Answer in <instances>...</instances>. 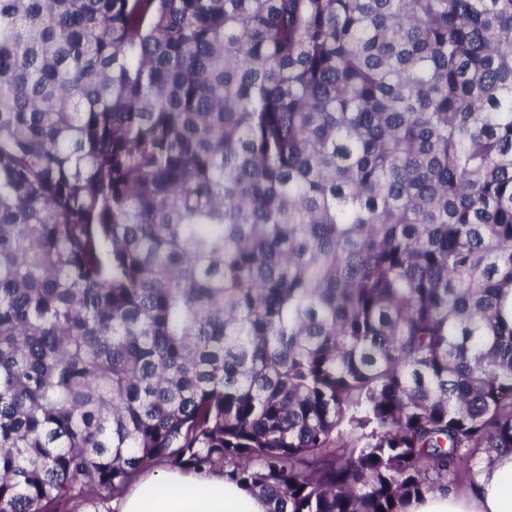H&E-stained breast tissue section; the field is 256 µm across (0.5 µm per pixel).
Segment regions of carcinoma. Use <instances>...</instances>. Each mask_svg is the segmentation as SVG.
<instances>
[{"mask_svg": "<svg viewBox=\"0 0 512 512\" xmlns=\"http://www.w3.org/2000/svg\"><path fill=\"white\" fill-rule=\"evenodd\" d=\"M510 296L512 0H0V512H407L512 449ZM165 462L143 469L136 478ZM172 467V466H169ZM135 478V479H136ZM118 496V495H117ZM88 502L76 511L58 512H268L267 501L247 488L226 480L221 472H186L165 468L137 480L121 497Z\"/></svg>", "mask_w": 512, "mask_h": 512, "instance_id": "cac0c4a2", "label": "carcinoma"}]
</instances>
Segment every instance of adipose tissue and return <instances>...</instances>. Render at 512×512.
Segmentation results:
<instances>
[{
	"label": "adipose tissue",
	"instance_id": "obj_1",
	"mask_svg": "<svg viewBox=\"0 0 512 512\" xmlns=\"http://www.w3.org/2000/svg\"><path fill=\"white\" fill-rule=\"evenodd\" d=\"M267 501L220 472L165 468L137 480L113 500L112 512H268ZM409 512H512V451L494 454L475 476L472 492L437 490Z\"/></svg>",
	"mask_w": 512,
	"mask_h": 512
}]
</instances>
